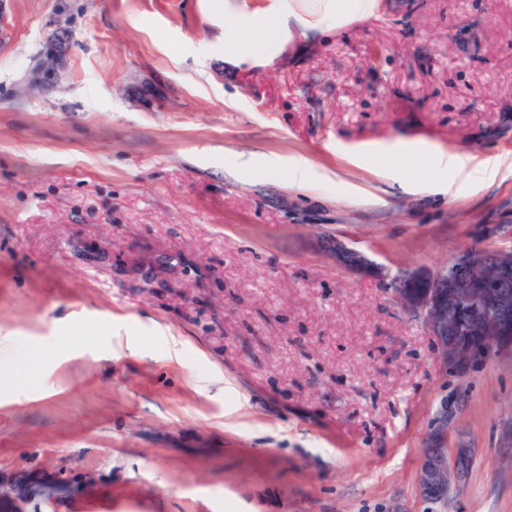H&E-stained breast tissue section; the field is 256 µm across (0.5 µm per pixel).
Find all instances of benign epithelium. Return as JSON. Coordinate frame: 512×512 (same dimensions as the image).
<instances>
[{
  "instance_id": "obj_1",
  "label": "benign epithelium",
  "mask_w": 512,
  "mask_h": 512,
  "mask_svg": "<svg viewBox=\"0 0 512 512\" xmlns=\"http://www.w3.org/2000/svg\"><path fill=\"white\" fill-rule=\"evenodd\" d=\"M511 278L512 247L478 246L461 251L448 267L434 274L420 269L406 273L392 292L406 309L423 318L440 357L464 374L476 352L448 339L463 314L479 316L485 358L512 353V293L501 289ZM468 460L463 449L450 452L437 444L427 449L420 474L424 495L447 503L466 478Z\"/></svg>"
}]
</instances>
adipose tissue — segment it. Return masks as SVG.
<instances>
[{
	"label": "adipose tissue",
	"mask_w": 512,
	"mask_h": 512,
	"mask_svg": "<svg viewBox=\"0 0 512 512\" xmlns=\"http://www.w3.org/2000/svg\"><path fill=\"white\" fill-rule=\"evenodd\" d=\"M381 0H284L278 8L252 12L225 5L234 27L224 33L225 56L239 60H262L273 56L285 39L311 30H343L354 23L379 14ZM399 166L406 184H431L435 173L454 172L472 182L493 177L499 166L497 158L478 159L450 155L442 151L418 156L402 152Z\"/></svg>",
	"instance_id": "adipose-tissue-1"
}]
</instances>
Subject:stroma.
I'll return each mask as SVG.
<instances>
[{
    "mask_svg": "<svg viewBox=\"0 0 512 512\" xmlns=\"http://www.w3.org/2000/svg\"><path fill=\"white\" fill-rule=\"evenodd\" d=\"M384 2L257 65L225 57L224 0H0V500L512 512V355L459 374L335 256L393 278L512 245L488 234L512 222V0ZM396 143L502 165L407 187ZM250 153L281 166L237 173ZM438 440L474 450L444 506L419 482Z\"/></svg>",
    "mask_w": 512,
    "mask_h": 512,
    "instance_id": "obj_1",
    "label": "stroma"
}]
</instances>
